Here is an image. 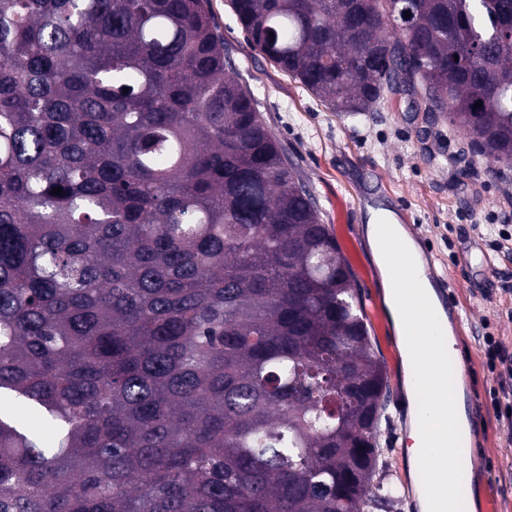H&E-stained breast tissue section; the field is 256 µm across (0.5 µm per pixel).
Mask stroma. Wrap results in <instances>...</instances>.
I'll use <instances>...</instances> for the list:
<instances>
[{
  "label": "stroma",
  "mask_w": 512,
  "mask_h": 512,
  "mask_svg": "<svg viewBox=\"0 0 512 512\" xmlns=\"http://www.w3.org/2000/svg\"><path fill=\"white\" fill-rule=\"evenodd\" d=\"M224 37V52L251 91L265 124L314 195L352 267L372 344L391 389L378 442L380 476L409 487L393 512H420L428 487L408 465L401 440L409 427L405 364L389 317L382 278L366 237L367 206L395 212L431 270L449 283L458 311L452 332L458 358L482 393L475 417L477 457L484 465L466 487L472 512H512V440L492 406L500 379L485 365L483 338L512 351V254L495 251L489 225H512V167L473 155L475 172L459 177L450 158L469 149L470 138L448 122L428 129L412 98L388 96L378 111L344 114L327 109L298 80L265 58L247 39L230 0H208Z\"/></svg>",
  "instance_id": "35a3bbf8"
}]
</instances>
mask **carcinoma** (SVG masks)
Masks as SVG:
<instances>
[{"label":"carcinoma","instance_id":"cac0c4a2","mask_svg":"<svg viewBox=\"0 0 512 512\" xmlns=\"http://www.w3.org/2000/svg\"><path fill=\"white\" fill-rule=\"evenodd\" d=\"M230 2L329 109L420 87L512 165V0ZM232 70L208 0H0V512L396 499L353 271Z\"/></svg>","mask_w":512,"mask_h":512}]
</instances>
